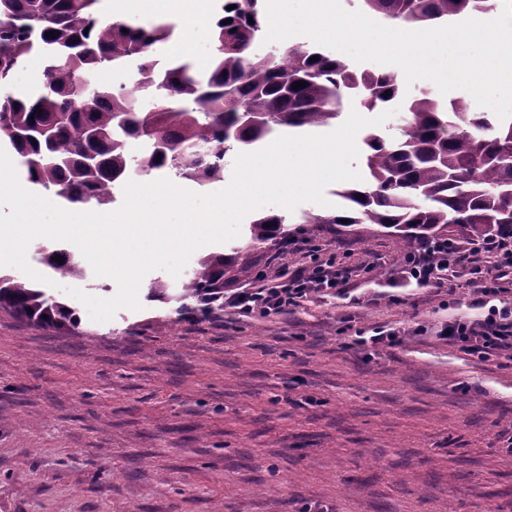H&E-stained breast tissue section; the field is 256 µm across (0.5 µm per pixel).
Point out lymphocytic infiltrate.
I'll return each instance as SVG.
<instances>
[{
  "mask_svg": "<svg viewBox=\"0 0 512 512\" xmlns=\"http://www.w3.org/2000/svg\"><path fill=\"white\" fill-rule=\"evenodd\" d=\"M463 265L475 277L471 312L448 321L438 335L467 354L512 367V237H490L472 256L444 241L422 245L408 254L401 275L427 287ZM351 278L350 269L325 262L282 273L271 285L227 291L224 306L242 314H287L309 297L346 294Z\"/></svg>",
  "mask_w": 512,
  "mask_h": 512,
  "instance_id": "lymphocytic-infiltrate-1",
  "label": "lymphocytic infiltrate"
}]
</instances>
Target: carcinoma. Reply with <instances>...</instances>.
<instances>
[{
  "instance_id": "1",
  "label": "carcinoma",
  "mask_w": 512,
  "mask_h": 512,
  "mask_svg": "<svg viewBox=\"0 0 512 512\" xmlns=\"http://www.w3.org/2000/svg\"><path fill=\"white\" fill-rule=\"evenodd\" d=\"M99 2L0 0V85L31 55L45 62L35 88L0 95V133L22 158L30 184L72 204H110L114 188L134 169L205 186L224 179L226 157L277 130L335 124L346 98L374 110L400 96L397 74L357 71L316 46L255 53L265 27L263 0H224L211 27L206 71L182 59L159 65L157 52L173 27L103 22ZM498 2L364 0L394 27L445 24L469 12H493ZM130 60L138 62L139 87L151 97L147 104L96 80ZM297 81L308 86L295 90ZM405 111L409 117L398 135L364 139L365 179L335 192L342 205L306 223L378 224L404 241L439 240L451 224L468 226L478 243L512 233V119L494 122L461 99L441 105L425 93L407 100ZM284 223L279 214L257 216L251 243L276 238ZM46 262L58 278L87 275L66 249L50 252ZM229 262L224 253H211L181 281L178 295L159 280L149 298L177 303L180 316L221 318ZM0 311L58 330L80 323L74 308L7 274H0Z\"/></svg>"
}]
</instances>
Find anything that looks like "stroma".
Here are the masks:
<instances>
[{"label": "stroma", "mask_w": 512, "mask_h": 512, "mask_svg": "<svg viewBox=\"0 0 512 512\" xmlns=\"http://www.w3.org/2000/svg\"><path fill=\"white\" fill-rule=\"evenodd\" d=\"M221 0H163L134 21L173 25L160 61L210 64ZM442 94L421 80L402 90L376 129L405 125L404 100ZM320 205L286 214L288 235L260 249L249 230L196 257L236 254L249 275L225 289L321 258L358 268L348 296L289 314L170 323V304L149 300L107 322L79 307L78 328L25 324L0 312V512H512V369L437 338L466 314L467 270L428 288L399 277L408 250L375 224H313ZM408 329L375 355L359 331Z\"/></svg>", "instance_id": "stroma-1"}]
</instances>
